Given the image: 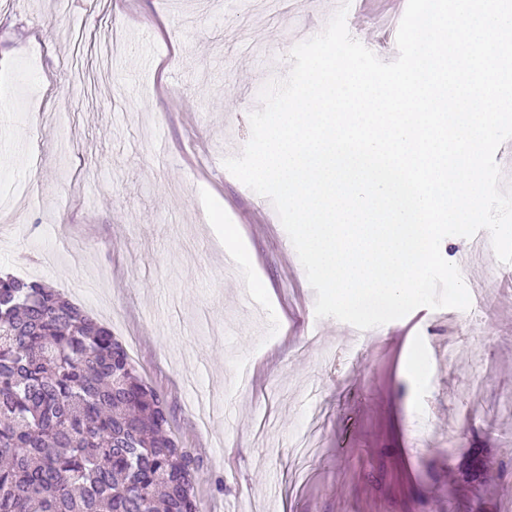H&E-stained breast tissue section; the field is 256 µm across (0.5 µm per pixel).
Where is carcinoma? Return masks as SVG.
<instances>
[{
    "label": "carcinoma",
    "mask_w": 512,
    "mask_h": 512,
    "mask_svg": "<svg viewBox=\"0 0 512 512\" xmlns=\"http://www.w3.org/2000/svg\"><path fill=\"white\" fill-rule=\"evenodd\" d=\"M198 468L107 327L0 276V512H200Z\"/></svg>",
    "instance_id": "cac0c4a2"
}]
</instances>
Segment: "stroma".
<instances>
[{
	"label": "stroma",
	"instance_id": "obj_1",
	"mask_svg": "<svg viewBox=\"0 0 512 512\" xmlns=\"http://www.w3.org/2000/svg\"><path fill=\"white\" fill-rule=\"evenodd\" d=\"M338 2L0 0V274L126 345L200 462L201 512H505L512 264L479 258L488 232L441 243L469 310L361 331L316 317L272 203L223 165ZM397 11L356 0L348 31L396 58Z\"/></svg>",
	"mask_w": 512,
	"mask_h": 512
}]
</instances>
